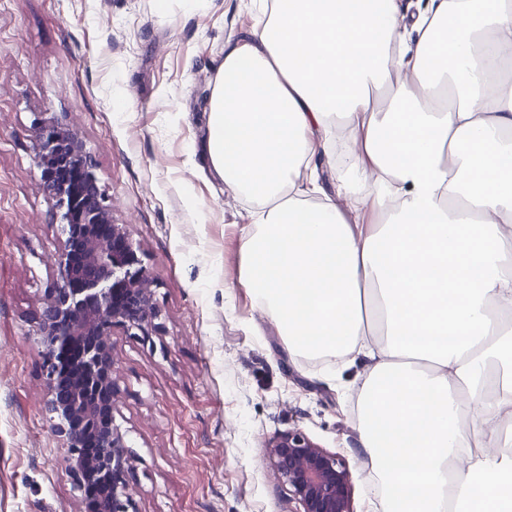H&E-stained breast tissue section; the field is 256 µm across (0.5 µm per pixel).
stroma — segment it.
<instances>
[{
  "instance_id": "obj_1",
  "label": "stroma",
  "mask_w": 512,
  "mask_h": 512,
  "mask_svg": "<svg viewBox=\"0 0 512 512\" xmlns=\"http://www.w3.org/2000/svg\"><path fill=\"white\" fill-rule=\"evenodd\" d=\"M261 20L251 0H0V512H84L34 337L60 239L35 129L66 113L153 278L151 334L112 338L134 512H293L266 448L293 428L345 458L354 512H377L366 366L289 353L240 280L254 206L198 152L224 49Z\"/></svg>"
}]
</instances>
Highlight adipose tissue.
<instances>
[{
  "label": "adipose tissue",
  "instance_id": "adipose-tissue-1",
  "mask_svg": "<svg viewBox=\"0 0 512 512\" xmlns=\"http://www.w3.org/2000/svg\"><path fill=\"white\" fill-rule=\"evenodd\" d=\"M200 153L251 200L243 277L291 351L358 354L380 512H512V0H266ZM348 132L363 184L319 180Z\"/></svg>",
  "mask_w": 512,
  "mask_h": 512
}]
</instances>
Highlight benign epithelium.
<instances>
[{"mask_svg":"<svg viewBox=\"0 0 512 512\" xmlns=\"http://www.w3.org/2000/svg\"><path fill=\"white\" fill-rule=\"evenodd\" d=\"M37 167L55 201L62 239L53 255L34 336L43 355L44 411L66 449L74 490L102 484L95 512H130L127 444L115 424L114 330L148 335L156 317L151 276L137 256L130 225L112 205L75 125L62 116L35 130ZM93 451H88V448ZM270 459L297 512H354L352 476L340 455L293 428L268 444Z\"/></svg>","mask_w":512,"mask_h":512,"instance_id":"7a95c632","label":"benign epithelium"}]
</instances>
